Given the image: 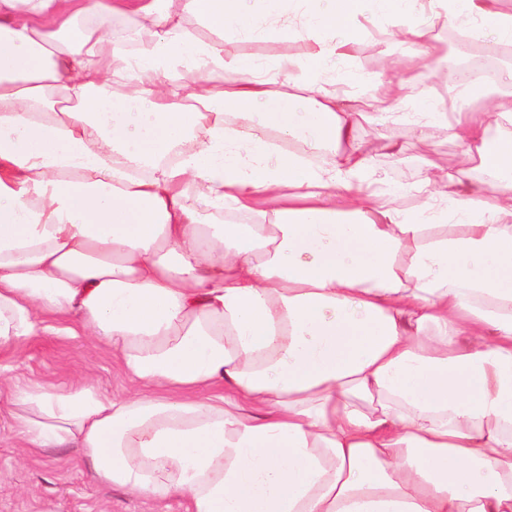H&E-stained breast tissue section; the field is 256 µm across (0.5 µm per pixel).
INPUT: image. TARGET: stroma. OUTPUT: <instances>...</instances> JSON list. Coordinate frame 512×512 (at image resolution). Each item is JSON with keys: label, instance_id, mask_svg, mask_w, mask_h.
Wrapping results in <instances>:
<instances>
[{"label": "stroma", "instance_id": "1", "mask_svg": "<svg viewBox=\"0 0 512 512\" xmlns=\"http://www.w3.org/2000/svg\"><path fill=\"white\" fill-rule=\"evenodd\" d=\"M357 26L348 56L336 62L313 60L314 44L301 32L280 38H228L224 57L250 58L270 67L285 59L292 63L297 81L335 79L341 105L359 112L377 80L397 78L388 60L419 50L406 29H430L448 57L469 65L499 47L495 36L486 31L463 44L452 41L448 33L454 23L435 19L422 7L405 16L366 11L359 14ZM452 92L445 72L421 71L409 98L393 106L400 115L398 121L377 125L362 120L354 130L370 168L384 173L388 188L395 192V206L413 220L422 217L413 185L463 165L462 146L449 139L446 129L421 118L434 107L448 106ZM0 366L48 384L70 383L87 374L96 386L115 395L138 387L111 352L88 336L38 334L20 353L0 352ZM10 426V406L0 402V512H186V501L180 496L158 502L95 483L75 449L29 453L19 446Z\"/></svg>", "mask_w": 512, "mask_h": 512}]
</instances>
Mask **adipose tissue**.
Masks as SVG:
<instances>
[{
	"label": "adipose tissue",
	"mask_w": 512,
	"mask_h": 512,
	"mask_svg": "<svg viewBox=\"0 0 512 512\" xmlns=\"http://www.w3.org/2000/svg\"><path fill=\"white\" fill-rule=\"evenodd\" d=\"M243 2L0 0V351L58 324L154 387L0 371L13 430L186 512H512V181L423 180L422 224L391 192L362 196L367 159L334 92L305 84L299 112L287 62L272 78L225 60V36L256 30ZM259 2L262 34L299 28L315 57L343 58L358 14L418 0H325L300 24L288 0ZM452 5L512 42V0ZM117 17L152 40L128 48ZM412 35L421 50L379 82L369 121L394 120L388 103L440 56ZM469 95L434 122L465 162L511 169L512 92L487 112ZM299 138L306 153L280 146ZM192 187L251 223H205Z\"/></svg>",
	"instance_id": "adipose-tissue-1"
}]
</instances>
